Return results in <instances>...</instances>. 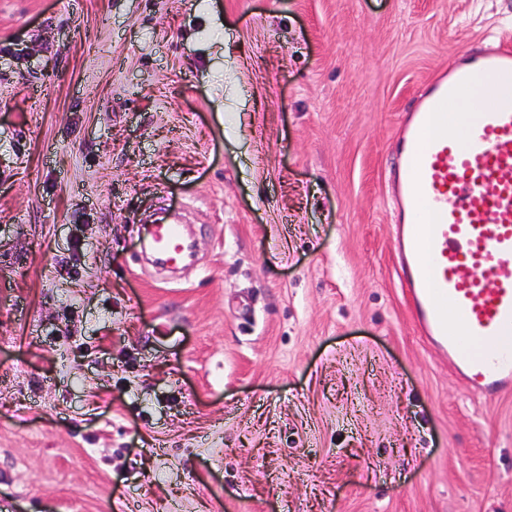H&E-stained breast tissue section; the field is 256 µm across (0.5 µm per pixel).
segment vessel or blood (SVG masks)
Returning a JSON list of instances; mask_svg holds the SVG:
<instances>
[{
  "instance_id": "b4317fda",
  "label": "vessel or blood",
  "mask_w": 512,
  "mask_h": 512,
  "mask_svg": "<svg viewBox=\"0 0 512 512\" xmlns=\"http://www.w3.org/2000/svg\"><path fill=\"white\" fill-rule=\"evenodd\" d=\"M497 88L463 144L426 138L447 123L450 97L476 73ZM389 182L396 207L393 246L416 329L445 355L468 388L512 390V49L497 42L460 51L401 114ZM161 263L184 265L194 243L179 225L157 224ZM461 317L449 328L448 313Z\"/></svg>"
}]
</instances>
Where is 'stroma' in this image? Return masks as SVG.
Listing matches in <instances>:
<instances>
[{
	"instance_id": "35a3bbf8",
	"label": "stroma",
	"mask_w": 512,
	"mask_h": 512,
	"mask_svg": "<svg viewBox=\"0 0 512 512\" xmlns=\"http://www.w3.org/2000/svg\"><path fill=\"white\" fill-rule=\"evenodd\" d=\"M484 40L512 0H0V512H512V391L416 331L387 179ZM151 245L158 260L169 264L172 257L177 267L186 265L194 258V243L186 236L178 224H155L150 231ZM171 266V265H170Z\"/></svg>"
}]
</instances>
